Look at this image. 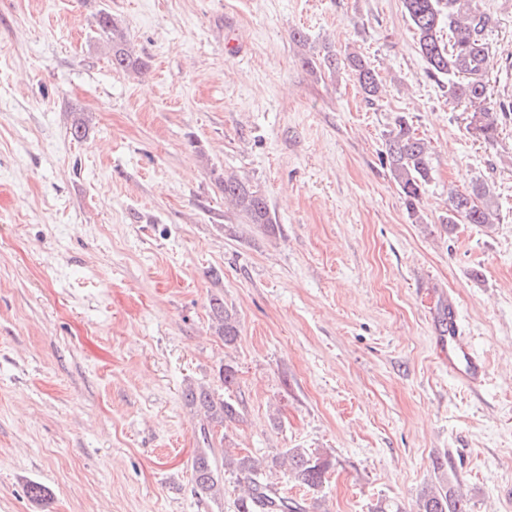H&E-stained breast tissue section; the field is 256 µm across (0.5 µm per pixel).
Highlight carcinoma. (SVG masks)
<instances>
[{
  "label": "carcinoma",
  "instance_id": "obj_1",
  "mask_svg": "<svg viewBox=\"0 0 512 512\" xmlns=\"http://www.w3.org/2000/svg\"><path fill=\"white\" fill-rule=\"evenodd\" d=\"M405 16L410 22L419 55L429 77H459L448 82V98L463 102L471 109L469 131L477 138L491 141L499 134L508 116L512 115V95L492 96L485 80L488 69L487 35L490 18L479 10L476 0H401ZM448 28V38H443V28ZM98 28L112 50V68L116 71H141L146 64L135 57L127 46L124 33L112 20V15L101 12ZM313 69L328 74L336 73L338 66L349 71L365 97L373 101L380 92V81L375 70L360 55L338 53L326 47L323 53L303 59ZM391 175L396 182L408 217L423 223L420 204L426 187L432 179L431 154L428 145L418 138L409 121L400 116L385 140L383 151ZM216 182L228 201L246 224H257L264 230H275L276 218L271 212L267 196L261 186L249 180L220 173ZM489 190L482 183H475L468 192L450 196L448 215L442 223L452 225L461 221L467 224L488 226L497 220V213L485 200ZM209 312L218 335L224 344L233 343L239 335L236 314L224 307V300L213 297ZM185 402L203 410L206 424L201 429L204 444H209L211 430L224 426V422L238 415L237 402L220 398L210 390L199 387L184 392ZM281 465L285 466L299 484L308 489L319 488L325 478L328 462L300 448L286 450ZM224 466L250 475L245 495L237 502L238 512H306V506L285 495L276 484L261 477L262 466L252 456L235 457ZM194 479L197 489L216 497L224 492L221 469L215 459L203 449L193 459ZM420 512H471L469 499L450 489L440 487L424 494Z\"/></svg>",
  "mask_w": 512,
  "mask_h": 512
}]
</instances>
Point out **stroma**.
<instances>
[{"instance_id": "obj_1", "label": "stroma", "mask_w": 512, "mask_h": 512, "mask_svg": "<svg viewBox=\"0 0 512 512\" xmlns=\"http://www.w3.org/2000/svg\"><path fill=\"white\" fill-rule=\"evenodd\" d=\"M479 8L495 94L512 0ZM103 11L145 70H113ZM328 46L375 68V102L303 66ZM399 115L431 149L421 224L381 162ZM468 123L401 0H0V512H237L241 475L195 491L204 416L183 399L223 393L224 364L239 415L214 459H263L308 512H420L439 485L512 512V121L491 142ZM215 169L266 191L274 232ZM476 182L496 224H442ZM449 297L487 360L477 394L437 356ZM289 448L328 460L321 488L273 466ZM209 312L218 335L224 338V343H233L240 331L236 314L226 309L224 300L219 297L210 299Z\"/></svg>"}]
</instances>
